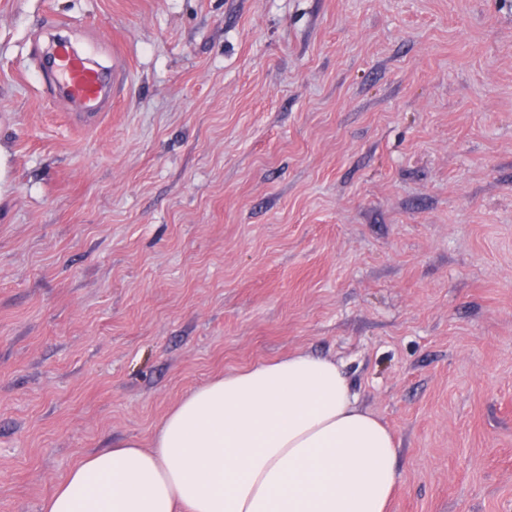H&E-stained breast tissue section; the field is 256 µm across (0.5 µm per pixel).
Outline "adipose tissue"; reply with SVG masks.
I'll return each mask as SVG.
<instances>
[{"instance_id": "adipose-tissue-1", "label": "adipose tissue", "mask_w": 512, "mask_h": 512, "mask_svg": "<svg viewBox=\"0 0 512 512\" xmlns=\"http://www.w3.org/2000/svg\"><path fill=\"white\" fill-rule=\"evenodd\" d=\"M397 442L335 363L262 362L192 390L150 449L121 440L72 467L45 512H386Z\"/></svg>"}]
</instances>
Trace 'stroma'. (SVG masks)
<instances>
[{
  "label": "stroma",
  "mask_w": 512,
  "mask_h": 512,
  "mask_svg": "<svg viewBox=\"0 0 512 512\" xmlns=\"http://www.w3.org/2000/svg\"><path fill=\"white\" fill-rule=\"evenodd\" d=\"M49 28L122 46L109 115ZM292 354L394 433L389 512H512V0H0V512ZM48 65L52 75L47 78L49 89L54 91V86H59L61 103L96 116L112 112V103L128 77L124 57L118 49L112 51L110 74L107 69L89 67L67 42L56 43Z\"/></svg>",
  "instance_id": "1"
}]
</instances>
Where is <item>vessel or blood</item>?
Returning <instances> with one entry per match:
<instances>
[{
	"mask_svg": "<svg viewBox=\"0 0 512 512\" xmlns=\"http://www.w3.org/2000/svg\"><path fill=\"white\" fill-rule=\"evenodd\" d=\"M48 65V83L59 87L62 103L96 116L111 112L112 104L128 77L121 51H113L111 69H94L65 42L57 43Z\"/></svg>",
	"mask_w": 512,
	"mask_h": 512,
	"instance_id": "vessel-or-blood-1",
	"label": "vessel or blood"
}]
</instances>
